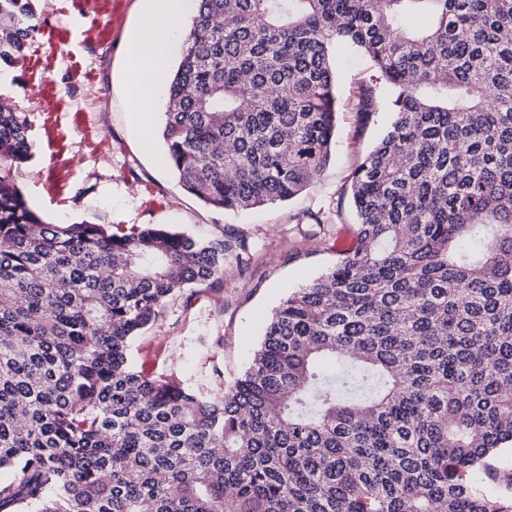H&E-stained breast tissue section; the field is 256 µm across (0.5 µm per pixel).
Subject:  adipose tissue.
Listing matches in <instances>:
<instances>
[{"instance_id":"adipose-tissue-1","label":"adipose tissue","mask_w":512,"mask_h":512,"mask_svg":"<svg viewBox=\"0 0 512 512\" xmlns=\"http://www.w3.org/2000/svg\"><path fill=\"white\" fill-rule=\"evenodd\" d=\"M192 0H141V24L125 51L127 77L141 125L150 122L151 103L163 82L169 55Z\"/></svg>"}]
</instances>
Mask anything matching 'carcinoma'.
I'll use <instances>...</instances> for the list:
<instances>
[{"mask_svg":"<svg viewBox=\"0 0 512 512\" xmlns=\"http://www.w3.org/2000/svg\"><path fill=\"white\" fill-rule=\"evenodd\" d=\"M0 0V65L38 29ZM423 15L428 23L405 27ZM393 120L351 176L357 245L275 309L201 397L132 341L249 253L156 224H49L0 103V512H512V0H199L162 139L181 186L245 210L301 193L336 138L333 44Z\"/></svg>","mask_w":512,"mask_h":512,"instance_id":"cac0c4a2","label":"carcinoma"}]
</instances>
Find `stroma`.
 <instances>
[{
	"label": "stroma",
	"mask_w": 512,
	"mask_h": 512,
	"mask_svg": "<svg viewBox=\"0 0 512 512\" xmlns=\"http://www.w3.org/2000/svg\"><path fill=\"white\" fill-rule=\"evenodd\" d=\"M139 0H37L39 31L6 68L0 102L29 114L33 157L13 173L45 221L125 231L163 224L189 235L247 239L250 259L230 265L222 288H192L170 302L130 347L134 365L210 398L249 366L280 302L342 255L355 236L351 175L391 122L361 117L372 69L351 48L335 51L339 110L330 162L297 197L219 212L178 183L161 136L167 89L155 92L152 147L143 150L124 84L122 48L140 24Z\"/></svg>",
	"instance_id": "1"
}]
</instances>
